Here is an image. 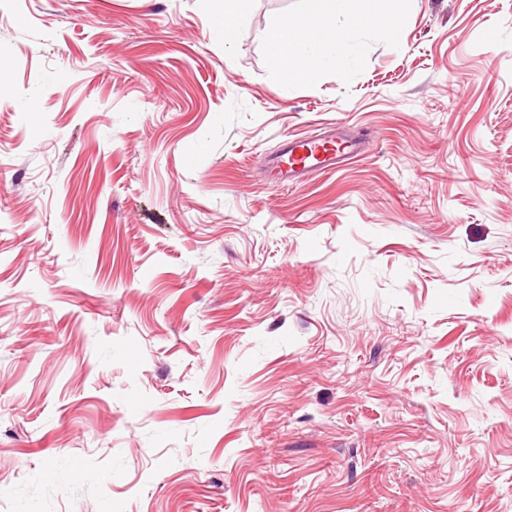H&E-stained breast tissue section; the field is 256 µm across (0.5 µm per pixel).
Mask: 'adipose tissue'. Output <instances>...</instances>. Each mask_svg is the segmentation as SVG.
<instances>
[{
	"label": "adipose tissue",
	"instance_id": "obj_1",
	"mask_svg": "<svg viewBox=\"0 0 512 512\" xmlns=\"http://www.w3.org/2000/svg\"><path fill=\"white\" fill-rule=\"evenodd\" d=\"M378 0H321L316 11L287 21L272 36L286 67L312 76L330 71L347 77L356 65L357 34L368 28L389 30L392 19L404 14L411 0H389L379 11Z\"/></svg>",
	"mask_w": 512,
	"mask_h": 512
}]
</instances>
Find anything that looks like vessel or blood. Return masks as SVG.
I'll use <instances>...</instances> for the list:
<instances>
[{"label":"vessel or blood","instance_id":"vessel-or-blood-1","mask_svg":"<svg viewBox=\"0 0 512 512\" xmlns=\"http://www.w3.org/2000/svg\"><path fill=\"white\" fill-rule=\"evenodd\" d=\"M364 140L351 139L338 128L323 127L316 136L285 139L268 159V171L278 182H297L308 174L336 172L342 164L366 153Z\"/></svg>","mask_w":512,"mask_h":512}]
</instances>
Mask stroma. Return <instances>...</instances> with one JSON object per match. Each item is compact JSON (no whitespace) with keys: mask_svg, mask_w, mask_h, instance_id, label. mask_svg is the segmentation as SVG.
Listing matches in <instances>:
<instances>
[{"mask_svg":"<svg viewBox=\"0 0 512 512\" xmlns=\"http://www.w3.org/2000/svg\"><path fill=\"white\" fill-rule=\"evenodd\" d=\"M316 5L0 0V512H512V0ZM250 0H225L224 1V44L231 46L233 43L236 17L247 8ZM318 1L322 2L319 9L287 20L272 32L286 69L293 67V73L309 77L324 71L347 77L356 65L358 32L364 28L388 31L391 20L411 4V0H386L390 4L381 12L377 7L381 0ZM316 136L287 138L268 159V172L278 183H296L310 173H333L350 158L366 153V141L351 139L339 128L325 126ZM326 143L333 147L327 148Z\"/></svg>","mask_w":512,"mask_h":512,"instance_id":"stroma-1","label":"stroma"}]
</instances>
